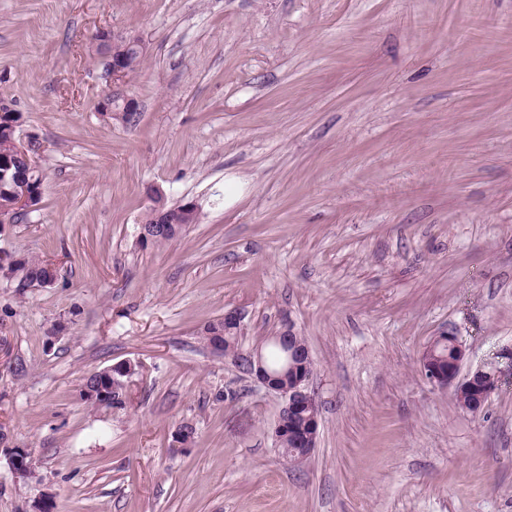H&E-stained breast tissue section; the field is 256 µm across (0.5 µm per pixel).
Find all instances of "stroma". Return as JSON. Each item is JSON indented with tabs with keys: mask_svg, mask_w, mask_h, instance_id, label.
Here are the masks:
<instances>
[{
	"mask_svg": "<svg viewBox=\"0 0 512 512\" xmlns=\"http://www.w3.org/2000/svg\"><path fill=\"white\" fill-rule=\"evenodd\" d=\"M102 28L145 39L136 125L98 110ZM0 98L44 174L0 250L58 269L0 279V512H512V381L471 413L420 370L447 330L467 371L512 347V0H0ZM153 188L199 219L144 249ZM230 310L241 349L307 340L301 465L199 338ZM126 361V410L89 406Z\"/></svg>",
	"mask_w": 512,
	"mask_h": 512,
	"instance_id": "1",
	"label": "stroma"
}]
</instances>
